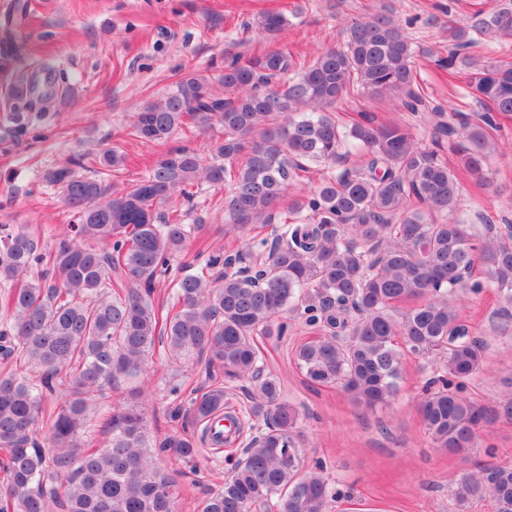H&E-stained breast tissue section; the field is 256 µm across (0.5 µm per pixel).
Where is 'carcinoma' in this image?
Returning <instances> with one entry per match:
<instances>
[{
	"label": "carcinoma",
	"instance_id": "carcinoma-1",
	"mask_svg": "<svg viewBox=\"0 0 512 512\" xmlns=\"http://www.w3.org/2000/svg\"><path fill=\"white\" fill-rule=\"evenodd\" d=\"M256 26L275 40L288 16L266 11ZM488 38L512 39L507 0L448 23L447 55L433 59L448 73V89L467 79L479 105L467 117L432 103L415 65L423 50L398 19L381 13L353 24L342 44L309 63L286 48L226 58L218 77L224 94L214 92L210 77L189 71L134 113L131 135L148 143H166L187 118L215 133L210 163L194 148L167 150L147 176L112 197L104 181L69 164L48 171L46 180L76 216L68 238L50 248L25 224H0V355L19 361L0 373V463L9 477L0 512H177L178 485L156 455L192 457L197 441L174 434L150 443L136 401L142 391L113 408L107 446L88 448L85 440L97 402L118 382H132L157 351L246 383L249 414L261 424L199 512H253L275 497L281 512H327L337 491L323 466L304 470L299 413L282 399L280 380L266 371L256 345L258 336L286 333L280 315L287 310L328 331L296 350L298 368L311 382L341 386L356 406L382 408L397 395L402 353L395 337L421 356L446 353L444 374L419 402L437 448L465 456L493 420H511L512 400L493 409L466 393L483 372L486 343L453 300L460 291L494 288L498 322H512V229L479 228L461 209L459 171L477 185L490 181L494 131L512 113V58L486 65L473 53ZM68 82L65 70H51V94H66ZM36 86L34 76L16 75L5 138L45 120L34 111ZM356 92L392 99L428 138L364 113L339 123L336 104ZM457 141L451 166L443 154ZM350 142L365 150L360 165H344ZM95 163L116 173L124 155L109 148ZM311 164L341 169L281 210L288 187ZM202 180L226 190L215 205L236 224L279 218L283 225L253 274L251 247L215 252L200 270L170 282L173 306L165 311L154 304L156 288L197 226L163 220L156 206L176 195L193 203L192 188ZM476 265L482 279L472 281ZM222 407L224 389L214 387L174 414L206 422ZM45 420L48 448L34 439ZM449 496L456 512L487 498L494 512H512L504 510L512 504V464L460 474Z\"/></svg>",
	"mask_w": 512,
	"mask_h": 512
}]
</instances>
